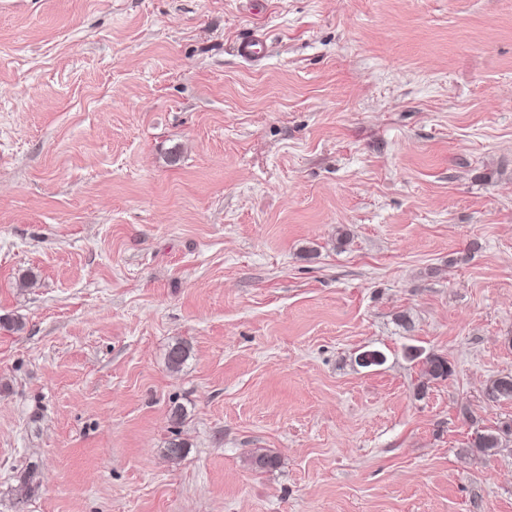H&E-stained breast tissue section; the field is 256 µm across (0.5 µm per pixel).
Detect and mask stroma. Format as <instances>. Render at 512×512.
Masks as SVG:
<instances>
[{"mask_svg": "<svg viewBox=\"0 0 512 512\" xmlns=\"http://www.w3.org/2000/svg\"><path fill=\"white\" fill-rule=\"evenodd\" d=\"M508 372L512 0H0V512H512ZM422 372L429 380H445L453 374L448 359L437 354H429L424 358ZM509 435L512 436V425H506L498 432L477 433L471 443V448H477L487 455H494L497 448L502 447L503 436Z\"/></svg>", "mask_w": 512, "mask_h": 512, "instance_id": "obj_1", "label": "stroma"}]
</instances>
